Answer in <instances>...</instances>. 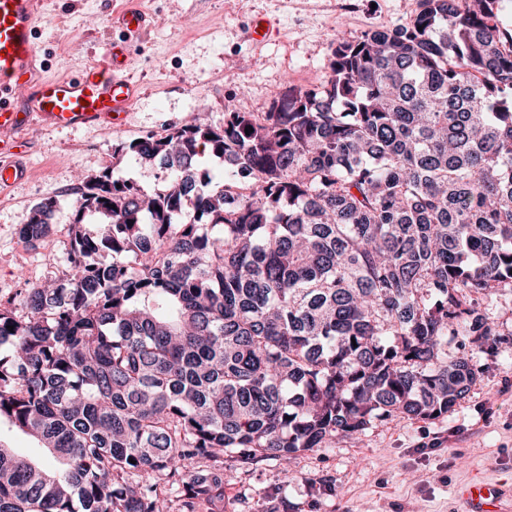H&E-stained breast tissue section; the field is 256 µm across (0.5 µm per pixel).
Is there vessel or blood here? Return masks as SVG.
Instances as JSON below:
<instances>
[{
  "label": "vessel or blood",
  "mask_w": 512,
  "mask_h": 512,
  "mask_svg": "<svg viewBox=\"0 0 512 512\" xmlns=\"http://www.w3.org/2000/svg\"><path fill=\"white\" fill-rule=\"evenodd\" d=\"M40 5L0 0V192L27 175L20 134L33 123L115 128L138 97L137 85L123 73L122 43L110 44L78 77L39 76ZM116 19L131 39L141 38L151 24L141 0H126ZM458 501L460 512H512V488L477 480L460 488Z\"/></svg>",
  "instance_id": "1"
}]
</instances>
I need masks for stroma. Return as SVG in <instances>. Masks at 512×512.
<instances>
[{
    "instance_id": "1",
    "label": "stroma",
    "mask_w": 512,
    "mask_h": 512,
    "mask_svg": "<svg viewBox=\"0 0 512 512\" xmlns=\"http://www.w3.org/2000/svg\"><path fill=\"white\" fill-rule=\"evenodd\" d=\"M123 0H45L38 32L43 76H73L118 39ZM421 0H145L154 25L128 55L140 97L123 131L74 127L22 132L24 181L0 196V300L54 275L65 260L74 198L83 175L112 163L118 142L164 135L206 104L210 123L228 112H265L286 86L324 76L333 40L402 25ZM278 35L257 42V19ZM57 201L52 234L33 245L18 230L32 207ZM497 352H474L480 376L455 410L437 420L396 418L286 461L233 471L224 512H457V488L474 478L512 484V299L483 305Z\"/></svg>"
}]
</instances>
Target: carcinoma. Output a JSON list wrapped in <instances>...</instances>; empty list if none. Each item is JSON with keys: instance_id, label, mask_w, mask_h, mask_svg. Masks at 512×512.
<instances>
[{"instance_id": "1", "label": "carcinoma", "mask_w": 512, "mask_h": 512, "mask_svg": "<svg viewBox=\"0 0 512 512\" xmlns=\"http://www.w3.org/2000/svg\"><path fill=\"white\" fill-rule=\"evenodd\" d=\"M74 205L62 275L0 303V424L54 462L0 443V512H224L226 453L445 416L479 374L448 337L495 345L512 296L503 0L341 35L317 85L124 142ZM120 167L126 176L139 179L141 183L145 185L159 188L164 185L163 173L159 169L144 171L126 158L123 160Z\"/></svg>"}]
</instances>
